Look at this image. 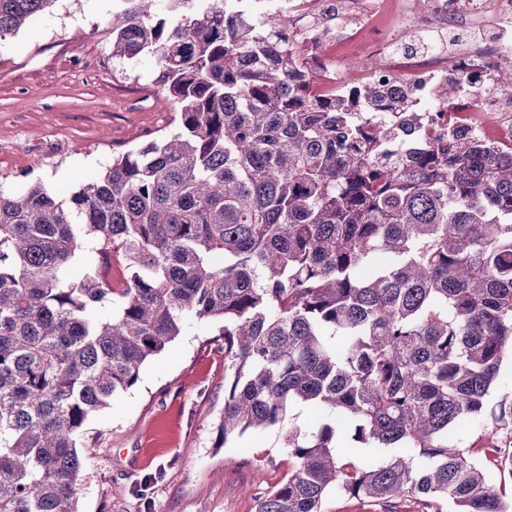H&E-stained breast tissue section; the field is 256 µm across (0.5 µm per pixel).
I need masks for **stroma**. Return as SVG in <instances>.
Listing matches in <instances>:
<instances>
[{
	"label": "stroma",
	"mask_w": 512,
	"mask_h": 512,
	"mask_svg": "<svg viewBox=\"0 0 512 512\" xmlns=\"http://www.w3.org/2000/svg\"><path fill=\"white\" fill-rule=\"evenodd\" d=\"M112 0H57L0 42V191L41 183L65 201L111 165L173 129L176 109L153 57L112 56ZM224 339L190 322L145 363L77 439L79 512H256L288 474L276 434L217 446ZM324 512H429L329 496Z\"/></svg>",
	"instance_id": "1"
}]
</instances>
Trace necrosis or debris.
Instances as JSON below:
<instances>
[{
	"label": "necrosis or debris",
	"instance_id": "4bbe7bcc",
	"mask_svg": "<svg viewBox=\"0 0 512 512\" xmlns=\"http://www.w3.org/2000/svg\"><path fill=\"white\" fill-rule=\"evenodd\" d=\"M288 8L312 56L335 37H363L367 63L359 81L382 82L410 96V137L431 141L454 129L512 155V93L497 81L500 69L512 67V43L493 35L512 18V0H288ZM435 30L454 35L448 49L416 47L420 34ZM452 74L462 78L465 97L476 98V105L436 98L435 88Z\"/></svg>",
	"mask_w": 512,
	"mask_h": 512
}]
</instances>
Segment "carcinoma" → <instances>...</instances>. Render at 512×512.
<instances>
[{
  "label": "carcinoma",
  "instance_id": "1",
  "mask_svg": "<svg viewBox=\"0 0 512 512\" xmlns=\"http://www.w3.org/2000/svg\"><path fill=\"white\" fill-rule=\"evenodd\" d=\"M55 2L0 0V41ZM119 2L112 56L156 57L176 129L67 203L0 193V512H79L77 437L191 319L224 336L221 441L287 450L257 512L334 493L512 512L456 440L483 427L512 475V390L488 404L512 352V160L451 135L392 157V124L354 113L399 104L319 92L290 16Z\"/></svg>",
  "mask_w": 512,
  "mask_h": 512
}]
</instances>
